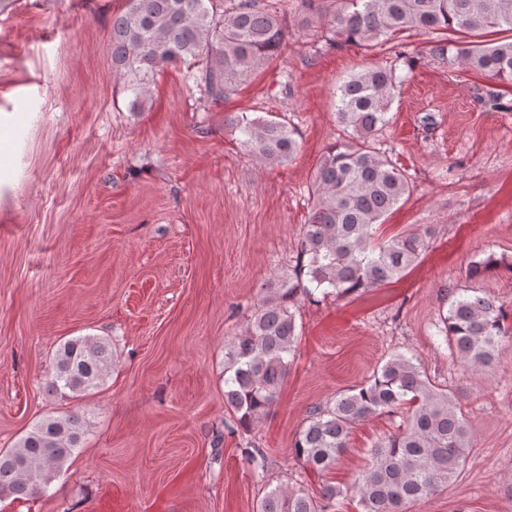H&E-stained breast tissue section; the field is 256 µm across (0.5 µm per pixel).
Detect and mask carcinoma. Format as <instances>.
<instances>
[{"instance_id": "carcinoma-1", "label": "carcinoma", "mask_w": 512, "mask_h": 512, "mask_svg": "<svg viewBox=\"0 0 512 512\" xmlns=\"http://www.w3.org/2000/svg\"><path fill=\"white\" fill-rule=\"evenodd\" d=\"M327 21L344 43L369 50L381 38L418 31L463 33L469 41L439 40L417 56L469 68L512 82V0H302ZM285 40L281 12L259 0H126L112 16V66L124 79L132 112L143 109L157 71L188 62L185 79L206 98L220 102L256 71L275 61ZM403 82L396 66L368 63L337 88L336 122L346 138L320 157L313 203L304 224L295 273L266 285L247 329L224 345V400L234 414L225 427L250 428L278 403L295 360V309L299 298L347 296L394 283L429 248L426 234L384 239L377 226L410 192L404 170L378 148L395 91ZM241 145L266 165L290 161L298 151L289 122L237 115L226 121ZM495 264L492 257L467 269L471 286L456 291L439 330L451 354L466 367L491 368L501 344L512 338L503 305L477 294L476 281ZM112 368L110 341L83 336L62 343L53 357L46 389L83 397L104 385ZM400 418L392 433L367 450L368 461L350 493L358 512H404L431 499L465 466L470 429L457 395L432 381L416 357L396 351L364 383L343 390L309 411L291 442V453L317 473L332 470L348 449L353 427L372 416ZM87 431L78 412L47 416L7 450L0 449V496L31 498L64 469ZM255 476L264 478L258 448L241 451ZM343 489L326 484L319 498L303 489L276 487L257 512H340Z\"/></svg>"}]
</instances>
